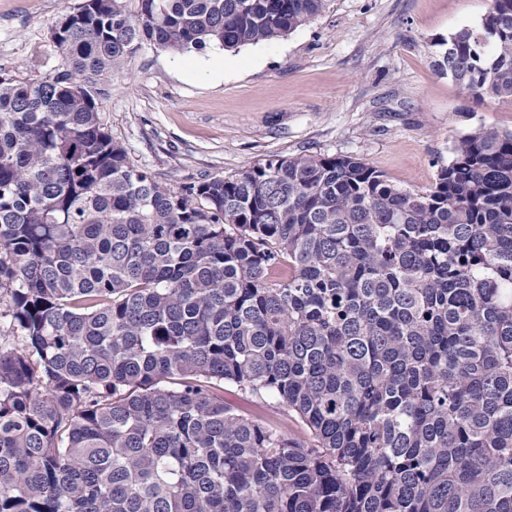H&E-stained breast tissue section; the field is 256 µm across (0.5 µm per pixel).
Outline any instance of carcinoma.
<instances>
[{
  "mask_svg": "<svg viewBox=\"0 0 512 512\" xmlns=\"http://www.w3.org/2000/svg\"><path fill=\"white\" fill-rule=\"evenodd\" d=\"M128 2L56 22L55 73L0 75V512H512V132L459 136L424 192L321 155L171 188L101 85L329 0ZM441 45L512 102V0ZM224 401L248 411L257 408L258 412L267 422L277 426H284L289 432L299 437L305 438L308 436L304 425L297 419L286 416L282 407L274 399H269L267 402L262 403L261 407H257L250 397H247L233 387L225 386Z\"/></svg>",
  "mask_w": 512,
  "mask_h": 512,
  "instance_id": "carcinoma-1",
  "label": "carcinoma"
}]
</instances>
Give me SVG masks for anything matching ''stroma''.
I'll use <instances>...</instances> for the list:
<instances>
[{
    "mask_svg": "<svg viewBox=\"0 0 512 512\" xmlns=\"http://www.w3.org/2000/svg\"><path fill=\"white\" fill-rule=\"evenodd\" d=\"M81 0H0V71L62 64L50 29ZM491 0H329L272 43L174 56L146 43L104 85L100 118L129 161L176 187L280 156H353L394 185L430 189L455 139L512 130V104L475 102L435 63L440 42L479 26ZM224 399L307 437L275 400Z\"/></svg>",
    "mask_w": 512,
    "mask_h": 512,
    "instance_id": "35a3bbf8",
    "label": "stroma"
}]
</instances>
